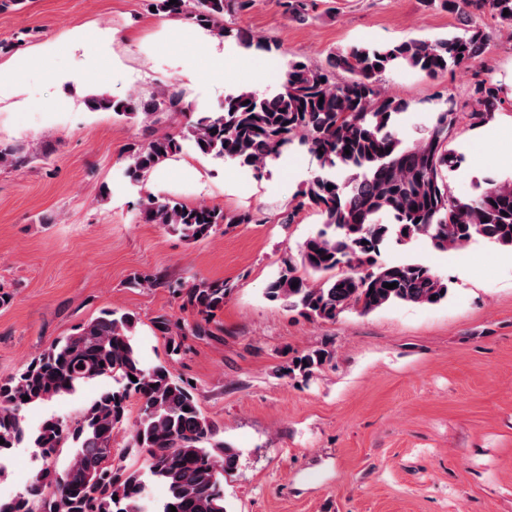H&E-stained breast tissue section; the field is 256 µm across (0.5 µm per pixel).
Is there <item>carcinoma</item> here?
<instances>
[{
    "label": "carcinoma",
    "mask_w": 512,
    "mask_h": 512,
    "mask_svg": "<svg viewBox=\"0 0 512 512\" xmlns=\"http://www.w3.org/2000/svg\"><path fill=\"white\" fill-rule=\"evenodd\" d=\"M252 0H152L156 14L184 18L209 34L235 38L245 48L272 52L275 45L234 29L225 17L250 8ZM470 15H485L512 30V0H460ZM508 15H503L504 11ZM486 36L466 30L434 41L408 40L383 46H356L328 58V67L293 61L270 96L240 89L224 96L217 112H205L177 131L157 128L162 116L185 110L178 83L147 97L92 98L93 110L141 118L147 141L128 147L130 164L124 178L141 186L163 162L189 147L196 154L229 160L259 174L279 161L292 146L306 150L317 169L298 193L295 212L308 208L326 229L300 248V264L284 261L265 295L283 301L299 316L334 321L346 311L368 314L395 303L436 305L448 298V283L420 263L379 265L380 246L417 235L428 237L442 251L463 246L475 237L512 248V181L490 180L470 198L448 187V167L457 156L448 149V131L460 119L454 107L435 113L422 139L407 144L397 119L411 109L410 101L384 93L382 77L397 68L418 70L435 78L463 65H480ZM349 74L339 82L336 71ZM477 106L466 116L484 123L501 106L497 88L476 85ZM350 154H345V150ZM24 148L0 150V165L20 167ZM352 168L347 182L333 171ZM142 213L186 241L210 237L223 224H254L250 211L226 213L205 204H186L148 193ZM303 269L307 276L298 274ZM158 278L135 272L131 288H153ZM298 283L292 287V283ZM397 287L387 289L386 283ZM200 316L192 325L161 314L156 333L172 345L169 356L181 354L187 336H208L216 313L224 309L231 288L222 280L202 279L175 289ZM137 319L106 312L81 324L70 335L34 356L18 372L0 381V461L28 444L39 450L46 467L37 471L24 492L0 499V512H227L222 479L238 461L235 449L216 438L214 425L202 413L194 387L174 373L173 362L145 366L134 343ZM332 353L313 349L292 357L289 375L310 377ZM137 381H132L131 377ZM110 377L117 384L93 398L79 417L44 420L30 430L25 412L55 398L73 395L90 382ZM29 400H23V396ZM141 402L132 431L133 446L144 454V465L131 470L113 457L112 437L126 420L127 401ZM62 448L72 449L68 463L53 461ZM152 484L166 496L154 508L147 501Z\"/></svg>",
    "instance_id": "cac0c4a2"
}]
</instances>
